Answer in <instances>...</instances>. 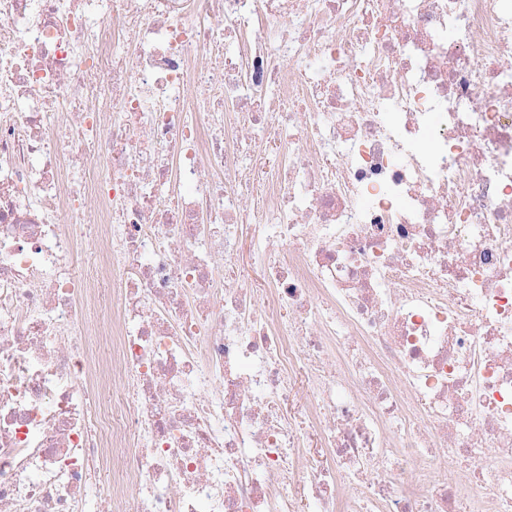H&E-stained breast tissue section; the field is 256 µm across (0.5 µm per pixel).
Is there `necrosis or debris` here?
<instances>
[{
  "mask_svg": "<svg viewBox=\"0 0 512 512\" xmlns=\"http://www.w3.org/2000/svg\"><path fill=\"white\" fill-rule=\"evenodd\" d=\"M305 502L512 512V0H0V512Z\"/></svg>",
  "mask_w": 512,
  "mask_h": 512,
  "instance_id": "4bbe7bcc",
  "label": "necrosis or debris"
}]
</instances>
